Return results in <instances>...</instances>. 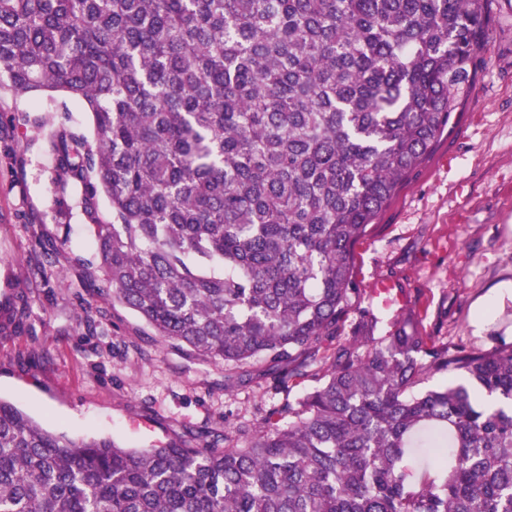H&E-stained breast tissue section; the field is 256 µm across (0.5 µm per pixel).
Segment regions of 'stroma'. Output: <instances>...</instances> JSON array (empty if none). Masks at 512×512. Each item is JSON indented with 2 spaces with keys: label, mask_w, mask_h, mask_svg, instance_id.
<instances>
[{
  "label": "stroma",
  "mask_w": 512,
  "mask_h": 512,
  "mask_svg": "<svg viewBox=\"0 0 512 512\" xmlns=\"http://www.w3.org/2000/svg\"><path fill=\"white\" fill-rule=\"evenodd\" d=\"M489 38L451 127L400 185L353 248L371 307L385 279L401 301L383 324L411 314L423 335L451 347L512 345V300L482 330L471 317L512 281V0H492ZM33 96L0 108V398L45 427L71 436H111L143 448L192 440L224 426H258L267 410L313 386L274 390L267 361L229 376L170 348L123 304L96 296L82 259L97 246L72 197L54 184L56 125Z\"/></svg>",
  "instance_id": "obj_1"
}]
</instances>
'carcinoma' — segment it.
I'll return each mask as SVG.
<instances>
[{"mask_svg": "<svg viewBox=\"0 0 512 512\" xmlns=\"http://www.w3.org/2000/svg\"><path fill=\"white\" fill-rule=\"evenodd\" d=\"M488 0H0V99L51 142L84 261L176 350L284 391L255 433L129 448L0 399V512H512V346L375 335L351 248L447 127ZM109 215L100 210V197ZM466 385L425 387L433 373ZM246 446L238 447L239 441ZM434 466L415 477L410 451Z\"/></svg>", "mask_w": 512, "mask_h": 512, "instance_id": "carcinoma-1", "label": "carcinoma"}]
</instances>
